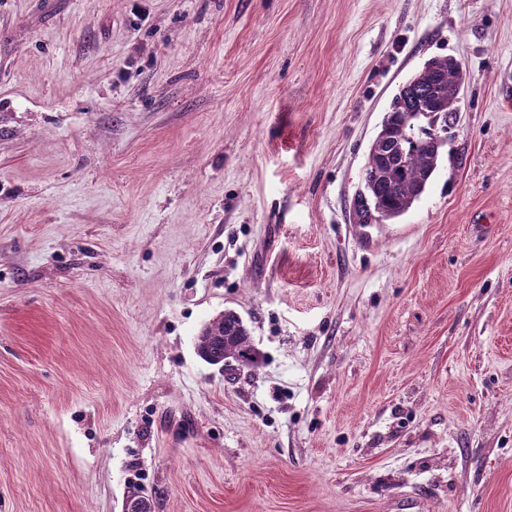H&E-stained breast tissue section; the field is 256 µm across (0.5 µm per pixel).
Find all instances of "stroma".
Instances as JSON below:
<instances>
[{"label":"stroma","mask_w":512,"mask_h":512,"mask_svg":"<svg viewBox=\"0 0 512 512\" xmlns=\"http://www.w3.org/2000/svg\"><path fill=\"white\" fill-rule=\"evenodd\" d=\"M466 73L432 184L368 146ZM246 322L256 368L203 361ZM512 512V0H0V512ZM463 67L459 68L448 56L435 57L412 77L410 88L406 83L393 97L389 111L383 121L385 132L380 153H368L367 167L381 168L387 161V168L381 176L367 183L362 180L361 188L352 199V213L357 224H382L375 222V216L385 214L393 218L405 214L425 193L432 183L438 167L439 157L447 144L438 134L448 132V124L457 103V87L462 84ZM422 105L432 107L433 123L427 124L415 135V140L405 136L401 124L403 114L412 122L407 128L412 136L415 121L428 116L418 111ZM391 115V120L387 117ZM400 147L404 153L400 152ZM196 346L200 356L212 365L215 363L211 359H224V354L241 361L239 365L243 367L256 366L260 358L248 326L232 310L224 311L220 317L205 324L196 337Z\"/></svg>","instance_id":"1"}]
</instances>
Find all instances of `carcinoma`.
Masks as SVG:
<instances>
[{"label": "carcinoma", "instance_id": "cac0c4a2", "mask_svg": "<svg viewBox=\"0 0 512 512\" xmlns=\"http://www.w3.org/2000/svg\"><path fill=\"white\" fill-rule=\"evenodd\" d=\"M462 78L463 69L448 57H435L412 77L410 87H401L393 97L387 112L391 120L383 121L380 153H368L367 162L371 168H382L384 164L387 168L372 182H362L353 196L351 208L357 223L373 224L375 216L381 214L403 215L425 193L447 144L439 133L448 131ZM423 105L432 107L433 122L419 130L415 140H409L401 118ZM196 346L207 362L228 356L243 367H254L260 358L248 326L232 310L205 324L196 337Z\"/></svg>", "mask_w": 512, "mask_h": 512}]
</instances>
